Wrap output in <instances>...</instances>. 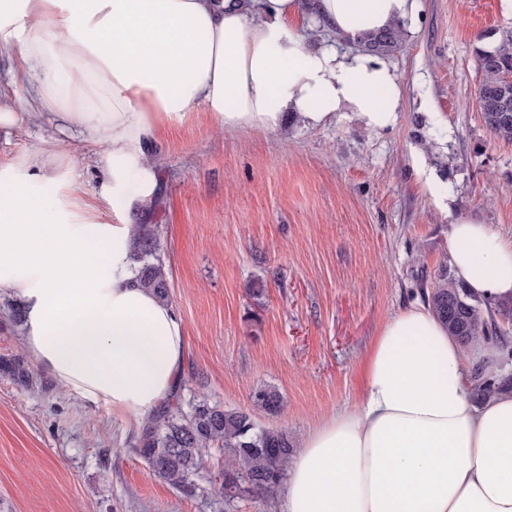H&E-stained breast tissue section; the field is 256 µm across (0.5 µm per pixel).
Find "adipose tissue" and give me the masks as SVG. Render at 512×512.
<instances>
[{
	"mask_svg": "<svg viewBox=\"0 0 512 512\" xmlns=\"http://www.w3.org/2000/svg\"><path fill=\"white\" fill-rule=\"evenodd\" d=\"M418 0H0L10 97L0 128L77 131L104 148L95 197L67 156L0 165V292L23 310L25 347L64 389L138 427L183 374L184 323L143 288L131 224L153 202L159 129L203 107L227 132L321 127L348 111L396 124L399 79L381 56L339 52L414 15ZM68 181L66 198L46 186ZM122 208L124 220L110 214ZM448 262L489 306L512 300V241L489 224L448 227ZM507 349L449 334L428 304L391 315L362 362L351 408L293 453L278 512H512V391L474 399Z\"/></svg>",
	"mask_w": 512,
	"mask_h": 512,
	"instance_id": "obj_1",
	"label": "adipose tissue"
}]
</instances>
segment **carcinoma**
Returning a JSON list of instances; mask_svg holds the SVG:
<instances>
[{
	"instance_id": "obj_1",
	"label": "carcinoma",
	"mask_w": 512,
	"mask_h": 512,
	"mask_svg": "<svg viewBox=\"0 0 512 512\" xmlns=\"http://www.w3.org/2000/svg\"><path fill=\"white\" fill-rule=\"evenodd\" d=\"M403 36L399 23L373 34L370 50L381 53L394 47ZM481 79L476 102L487 130L494 137L512 142V30L502 32L492 48L476 50ZM132 261L142 286L159 299L169 298L168 270L161 255L158 225H132ZM424 300L432 306L448 332L462 342L495 338L498 319L512 317V301L499 303L495 310L483 307L463 282L443 266ZM512 389V379L491 381L476 375L474 397L479 399L497 390ZM284 405L281 394L261 389L254 394V410L226 409L205 396L188 399L175 394L152 415L135 438L131 452L141 458L153 475L187 493L196 490L193 476L210 465L209 450H224V497L239 496L267 500L283 488L294 444L288 433L265 428L255 413L273 415Z\"/></svg>"
}]
</instances>
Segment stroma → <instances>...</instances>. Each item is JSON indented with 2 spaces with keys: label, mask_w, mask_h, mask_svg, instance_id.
Here are the masks:
<instances>
[{
  "label": "stroma",
  "mask_w": 512,
  "mask_h": 512,
  "mask_svg": "<svg viewBox=\"0 0 512 512\" xmlns=\"http://www.w3.org/2000/svg\"><path fill=\"white\" fill-rule=\"evenodd\" d=\"M512 29V0H419L399 47L396 124L372 132L350 113L306 129L224 132L204 108L160 134L152 223L185 325L179 390L249 409L301 442L351 406L363 355L383 322L448 261V226L492 225L512 240V142L476 106V48ZM66 151L92 191L100 149L36 126L0 132V165ZM16 304L0 298V512H224L221 465L188 496L151 475L123 418L67 392L29 356Z\"/></svg>",
  "instance_id": "1"
}]
</instances>
